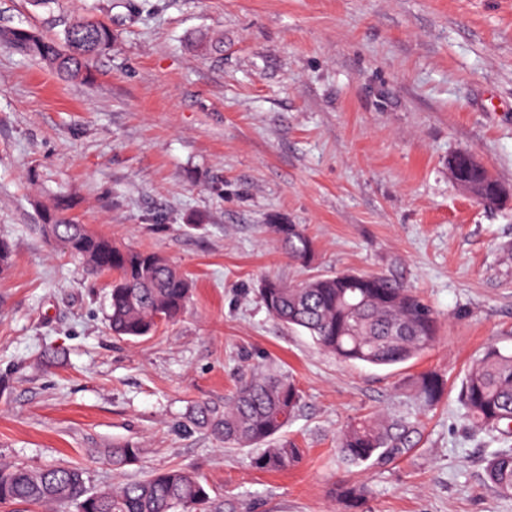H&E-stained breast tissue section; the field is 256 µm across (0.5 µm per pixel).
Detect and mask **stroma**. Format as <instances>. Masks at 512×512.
I'll list each match as a JSON object with an SVG mask.
<instances>
[{
	"instance_id": "1",
	"label": "stroma",
	"mask_w": 512,
	"mask_h": 512,
	"mask_svg": "<svg viewBox=\"0 0 512 512\" xmlns=\"http://www.w3.org/2000/svg\"><path fill=\"white\" fill-rule=\"evenodd\" d=\"M80 18L115 33L91 81L0 46V464L79 466L93 489L182 468L224 512H512L485 473L512 436L458 400L488 347L512 350V201L484 206L448 176L465 149L512 189V0H0V28L58 37ZM62 194L77 223L188 275L176 321L112 335L110 276L39 230ZM272 224L313 238L307 264ZM342 271L419 293L436 344L392 367L342 363L257 293L267 276ZM267 367L303 393L283 431L303 458L282 473L190 421ZM426 372L446 383L429 411L414 396ZM368 414L418 422L415 447L346 465L336 438ZM125 443L139 457L113 465ZM346 481L367 490L358 508L337 497Z\"/></svg>"
}]
</instances>
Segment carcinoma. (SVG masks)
<instances>
[{"label": "carcinoma", "mask_w": 512, "mask_h": 512, "mask_svg": "<svg viewBox=\"0 0 512 512\" xmlns=\"http://www.w3.org/2000/svg\"><path fill=\"white\" fill-rule=\"evenodd\" d=\"M112 28L94 20L76 21L63 36L49 39L32 27L0 30V45L39 58L61 74L87 76L88 59L112 45ZM456 180L467 185L485 206L502 203L500 191L484 171L473 167ZM72 209L67 197L53 207L51 236L70 244L69 252L94 274L113 275L108 293V321L115 336L138 339L161 323L174 321L186 308L192 282L156 252L121 249L83 224L64 216ZM288 258L305 263L313 241L298 224H270ZM258 292L268 314L291 330H301L323 351L350 363L392 366L406 363L432 348L438 321L419 295L380 275L345 273L314 275L295 285L266 278ZM443 381L434 373L415 383L416 397L425 408L441 397ZM300 389L285 369L269 368L240 379L234 394L219 409L197 405L195 424L207 428L227 447L269 444L253 464L265 471H288L299 463L300 449L278 438L296 414ZM467 419L474 425L500 430L512 422V352L490 347L471 367L459 393ZM414 423L403 419L365 416L350 422L339 437L342 459L350 465L397 459L410 450ZM131 444L112 449V463L125 464L138 456ZM486 478L495 492L512 498V450L495 453L487 462ZM365 489L344 485L341 500L352 506ZM71 505L75 512H221L204 485L181 469L156 472L110 489L92 491L80 467L26 469L0 466V506Z\"/></svg>", "instance_id": "carcinoma-1"}]
</instances>
